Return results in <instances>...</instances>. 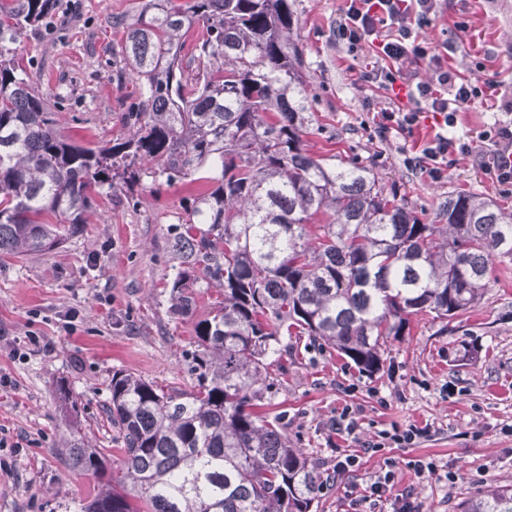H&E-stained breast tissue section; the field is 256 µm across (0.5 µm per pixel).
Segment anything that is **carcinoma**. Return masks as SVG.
<instances>
[{"instance_id":"obj_1","label":"carcinoma","mask_w":512,"mask_h":512,"mask_svg":"<svg viewBox=\"0 0 512 512\" xmlns=\"http://www.w3.org/2000/svg\"><path fill=\"white\" fill-rule=\"evenodd\" d=\"M56 2L0 0V258L80 233L96 197L127 200L120 191L146 178L203 171L213 188L168 228L179 266L165 287L182 317L196 289L224 295L195 323L190 387L112 374L117 472L76 428L55 449L98 480L77 512H312L318 467L257 411L281 337L305 334L379 372L408 316L451 323L480 302L493 259L512 260V210L458 193L425 224L368 165L312 155L289 0H138L112 17L123 31L116 78L135 81L138 101L123 137L77 143L58 127L61 102L39 90L43 71L13 62ZM461 512H512V485H489Z\"/></svg>"}]
</instances>
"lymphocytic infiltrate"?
Returning <instances> with one entry per match:
<instances>
[{
  "instance_id": "obj_1",
  "label": "lymphocytic infiltrate",
  "mask_w": 512,
  "mask_h": 512,
  "mask_svg": "<svg viewBox=\"0 0 512 512\" xmlns=\"http://www.w3.org/2000/svg\"><path fill=\"white\" fill-rule=\"evenodd\" d=\"M436 8L437 0H343L336 22V40L352 51L366 43L374 46L380 63L366 73L367 82L384 89L402 82L410 88L409 106L387 105L380 109V133L412 134L428 114L436 121L438 130L433 139L408 157V168L422 170L439 182L447 178L449 167L468 158L492 173L500 185L512 186V121L495 124L475 136L460 137L454 132L458 112L485 103L494 95L497 83L491 79L465 78L445 68L439 44L419 38L418 29L431 26ZM414 60L432 66L430 80L415 79L409 68ZM423 433V428L414 425L401 431L383 430L362 442L360 451L337 449L334 471L337 477H352L363 470L367 457L381 448L414 445ZM403 468L412 471L420 481L437 478L453 484L459 478L457 472L430 457L411 459L402 466L389 456L366 472L360 486L361 502L371 503L375 508L387 506L391 512H421L412 490L399 495L394 492Z\"/></svg>"
}]
</instances>
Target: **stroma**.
I'll use <instances>...</instances> for the list:
<instances>
[{"label":"stroma","mask_w":512,"mask_h":512,"mask_svg":"<svg viewBox=\"0 0 512 512\" xmlns=\"http://www.w3.org/2000/svg\"><path fill=\"white\" fill-rule=\"evenodd\" d=\"M135 0H59L55 16L24 38L14 54L22 66L44 67L42 89L62 97L65 136L106 143L121 136V115L138 94L113 78L122 34L109 15L128 14ZM341 0H294L308 64L309 107L317 134L310 152L370 163L379 183L397 189L423 221H434L448 196L466 192L512 208L504 192L473 161L458 162L441 183L404 165L408 142L380 137L369 103L397 98L361 81L376 64L372 48L350 54L332 31ZM428 35L454 47L450 66L466 77L495 80L512 99V0H440ZM201 180L175 184L144 180L135 205L97 201L81 233L48 252L0 261V429L22 436L17 448H0V512H72L98 492L94 477L68 473L54 453L67 430L59 383L80 403L79 425L119 466L121 444L107 424L112 375L128 371L161 385L190 384L188 360L196 320L214 309L219 294L202 288L190 319L173 315L163 291L172 275L168 225L184 219L187 203L203 192ZM481 302L456 330L423 315L411 316L404 336L384 355L383 369L368 375L333 349L306 336L288 337V350L269 368L275 386L271 411L291 443L303 448L322 474L334 465L327 424L344 405H363L360 436L398 426L431 425L417 447L399 458L431 456L461 474L454 485L399 476L414 487L422 512H459L487 484L512 483V260L494 259ZM50 342L47 353L30 338ZM24 358H17V350Z\"/></svg>","instance_id":"stroma-1"}]
</instances>
